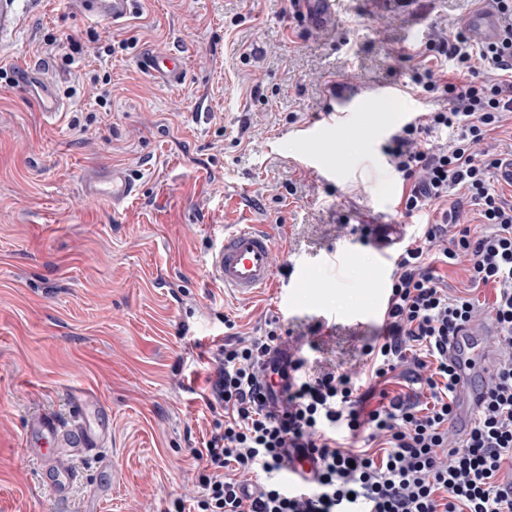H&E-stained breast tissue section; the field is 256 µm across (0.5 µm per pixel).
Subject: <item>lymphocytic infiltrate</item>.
<instances>
[{"label": "lymphocytic infiltrate", "mask_w": 512, "mask_h": 512, "mask_svg": "<svg viewBox=\"0 0 512 512\" xmlns=\"http://www.w3.org/2000/svg\"><path fill=\"white\" fill-rule=\"evenodd\" d=\"M426 56L450 59L454 74L414 66L405 87L433 95L439 109L394 133L388 163L407 189L399 204L410 216L429 203L456 199L440 224L398 254L383 331L362 348L363 377L331 371L314 377L292 356L280 407L261 392L265 361L281 341L276 330L216 346L206 405L213 420L196 449L202 491L175 512H512V203L494 184L502 161L481 148L512 115V40L473 52L467 36L428 45ZM497 71L501 82L489 80ZM453 141L429 143L436 131ZM476 208L488 233L472 235L461 218ZM466 261L471 288H492L503 362L487 387L478 420L462 445L448 443L454 414V369L448 338L475 316V300L452 296L438 265ZM425 359H409L413 346ZM413 362L410 389L391 393L390 375ZM348 441H339L337 429ZM317 464L312 487L289 489L280 472L289 449ZM263 472L256 488L241 472Z\"/></svg>", "instance_id": "1"}]
</instances>
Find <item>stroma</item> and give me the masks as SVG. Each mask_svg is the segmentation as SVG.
<instances>
[{
	"instance_id": "35a3bbf8",
	"label": "stroma",
	"mask_w": 512,
	"mask_h": 512,
	"mask_svg": "<svg viewBox=\"0 0 512 512\" xmlns=\"http://www.w3.org/2000/svg\"><path fill=\"white\" fill-rule=\"evenodd\" d=\"M475 6L336 0L319 31L289 0H137L117 27L90 23L75 0H35L21 14L0 47V512H82L100 486L110 492L98 512H171L196 496L192 451L210 430L202 395L215 339L264 335L275 318L312 374L363 373L362 347L382 331L363 227L398 224L410 240L447 205L401 214L379 113L364 114L361 136L329 132L325 178L298 163L292 136L397 85ZM51 37L98 50L69 66ZM146 47L178 54L184 81L142 73ZM40 63L66 104L49 123L13 76ZM104 73L103 107L90 78ZM111 166L141 187L116 210L81 193L87 171ZM236 224L272 231L276 284L303 277L289 311L275 288L244 297L212 277L208 254ZM327 309L336 320L323 326ZM77 388L110 408L112 462H80L61 500L22 444L32 414L72 416Z\"/></svg>"
}]
</instances>
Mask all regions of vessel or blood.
Returning a JSON list of instances; mask_svg holds the SVG:
<instances>
[{
	"mask_svg": "<svg viewBox=\"0 0 512 512\" xmlns=\"http://www.w3.org/2000/svg\"><path fill=\"white\" fill-rule=\"evenodd\" d=\"M82 11L95 21L117 25L126 20L135 0H79ZM300 11L309 26L318 29L336 15L335 0H300ZM464 26L470 40L479 46L500 43L512 23L505 20L497 7V0H479L465 18ZM139 65L147 75L158 77L170 84L181 83L182 62L173 56L154 51L145 52ZM15 78L38 103L45 117H55L63 108L54 82L46 75L44 65L21 67ZM397 88L383 89L374 95L358 98L350 111L336 113L334 118L321 124L304 126L295 136L296 154L309 168H321L319 145L330 128L342 126L355 131L358 118L364 112H386L392 103L400 101ZM81 191L91 201H105L118 208L135 196L136 185L125 171L98 170L86 175ZM372 240L380 256L381 271H389L395 256V247L402 237L393 225L376 224L372 227ZM274 236L255 224L236 226L222 234L220 243L212 249L208 265L215 279L243 296L272 287L274 283ZM498 324L485 317L464 324L455 336L448 339V357L455 369V413L452 427L458 435H466L485 399L486 385L502 362L496 346ZM99 420L89 425L83 415L63 421L50 414L32 417L27 422L25 453L40 466L41 478L50 485L58 497L69 494L78 478L74 462L80 458H93L106 464L110 458L106 448L112 439V421L106 407H99ZM315 465L307 458L285 461L282 475L288 483H311Z\"/></svg>",
	"mask_w": 512,
	"mask_h": 512,
	"instance_id": "1",
	"label": "vessel or blood"
}]
</instances>
